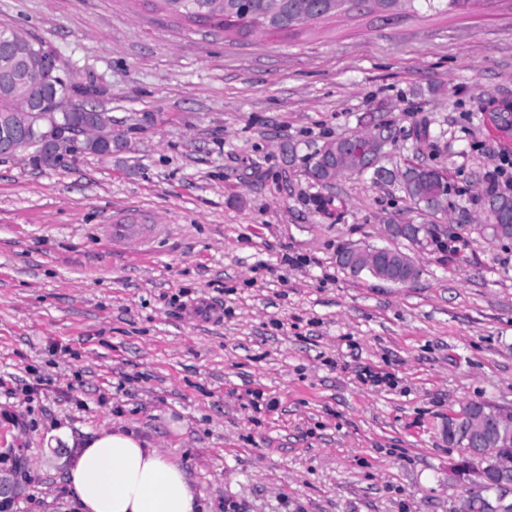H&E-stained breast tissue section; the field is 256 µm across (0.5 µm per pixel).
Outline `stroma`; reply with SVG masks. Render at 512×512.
<instances>
[{"label": "stroma", "instance_id": "stroma-1", "mask_svg": "<svg viewBox=\"0 0 512 512\" xmlns=\"http://www.w3.org/2000/svg\"><path fill=\"white\" fill-rule=\"evenodd\" d=\"M86 106L126 135L62 166L0 159V499L75 512L49 447L114 422L187 472L206 512H448V414L512 409V243L477 230L480 184L512 160V0L372 15L295 40L178 29L133 0H0ZM392 126L373 170L327 184L323 148ZM448 174L432 216L397 171ZM124 216L153 224L112 244ZM394 242L419 278H355L347 244ZM381 376L372 384L364 372ZM274 410H267L268 402ZM390 224H395L393 230V239H404L410 242H420L424 237L431 234V228L426 224H399L394 221H390ZM390 224L385 226L384 232L386 236H390L391 226Z\"/></svg>", "mask_w": 512, "mask_h": 512}]
</instances>
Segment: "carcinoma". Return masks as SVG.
<instances>
[{
  "label": "carcinoma",
  "mask_w": 512,
  "mask_h": 512,
  "mask_svg": "<svg viewBox=\"0 0 512 512\" xmlns=\"http://www.w3.org/2000/svg\"><path fill=\"white\" fill-rule=\"evenodd\" d=\"M162 2L167 14L197 27L232 32L239 38H247L260 32L273 35H293L296 27H284L266 19L263 0H229L231 4H243L248 11H226L213 7L214 0H144L149 3ZM472 0H413L412 12L421 10L436 13H459ZM17 43L26 49V54L18 59L12 70L11 90L0 86V139L12 135L24 121L36 113L35 125L30 128L29 138L37 144L33 159L41 162L49 145L48 136L56 131H67L72 135L88 127H110L112 118L102 110L86 111V107L71 103L73 97L85 95L88 89L61 75L58 64L41 68L40 82L31 86L26 76L31 69V61L39 58H56V55L41 41L21 37L12 28H0V44ZM84 152L110 156L124 148L123 135L116 130L103 139L82 138ZM381 150L378 134L363 133L345 140H336L324 148L319 155L325 163L336 168V174L349 171H363L366 159ZM402 186L407 196L416 205L431 214L447 210L448 185L443 174L425 167H410L403 172ZM484 204L487 206L488 223L479 231L488 232L501 241L512 240V194L497 190L494 182H488L482 189ZM431 234L425 224H395L392 238L410 242H420ZM348 249L343 246L337 252V263L354 277L369 275L379 280H416L420 269L410 262V256L395 247H383V252L375 254L369 246L356 255L342 258ZM461 411L483 416L487 423L486 440L512 454V417L505 416L499 408L481 402H469ZM448 433L457 436L454 446L472 448L475 440L461 431L458 420L448 418ZM470 512H491L494 503L493 492L474 487L469 489Z\"/></svg>",
  "instance_id": "carcinoma-1"
}]
</instances>
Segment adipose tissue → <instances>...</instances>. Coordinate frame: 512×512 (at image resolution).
Here are the masks:
<instances>
[{"mask_svg": "<svg viewBox=\"0 0 512 512\" xmlns=\"http://www.w3.org/2000/svg\"><path fill=\"white\" fill-rule=\"evenodd\" d=\"M77 512H198L182 466L132 428L112 424L65 459Z\"/></svg>", "mask_w": 512, "mask_h": 512, "instance_id": "adipose-tissue-1", "label": "adipose tissue"}]
</instances>
